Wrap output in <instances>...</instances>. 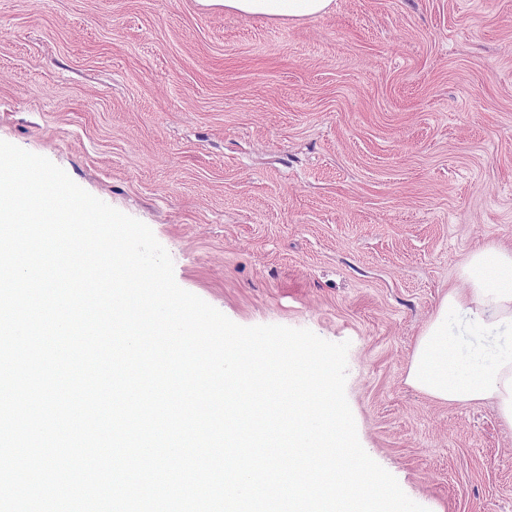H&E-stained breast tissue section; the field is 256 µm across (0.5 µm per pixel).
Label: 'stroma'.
I'll return each mask as SVG.
<instances>
[{"mask_svg": "<svg viewBox=\"0 0 512 512\" xmlns=\"http://www.w3.org/2000/svg\"><path fill=\"white\" fill-rule=\"evenodd\" d=\"M0 140L145 223L242 326L349 345L367 454L428 512H512V430L411 387L469 253L512 247V0H0ZM451 367L512 350L458 311ZM206 8L224 9L270 21H304L328 14L333 0H198Z\"/></svg>", "mask_w": 512, "mask_h": 512, "instance_id": "obj_1", "label": "stroma"}]
</instances>
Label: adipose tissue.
<instances>
[{
    "label": "adipose tissue",
    "instance_id": "obj_1",
    "mask_svg": "<svg viewBox=\"0 0 512 512\" xmlns=\"http://www.w3.org/2000/svg\"><path fill=\"white\" fill-rule=\"evenodd\" d=\"M221 9L271 21H304L328 14L333 0H198ZM469 281L467 293L448 292L437 312L415 341L407 381L436 400L450 404L490 402L501 422L512 429V353L468 375H456L449 364L448 313L466 314L477 327L512 332V249L490 247L474 251L461 270Z\"/></svg>",
    "mask_w": 512,
    "mask_h": 512
}]
</instances>
